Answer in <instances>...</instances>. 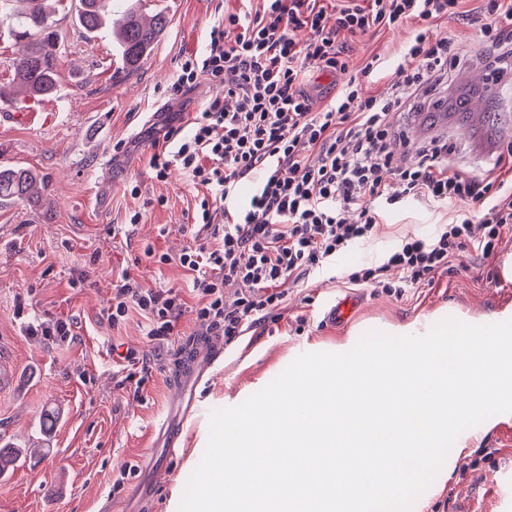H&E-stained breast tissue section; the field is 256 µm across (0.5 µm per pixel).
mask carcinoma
<instances>
[{
  "instance_id": "obj_1",
  "label": "carcinoma",
  "mask_w": 512,
  "mask_h": 512,
  "mask_svg": "<svg viewBox=\"0 0 512 512\" xmlns=\"http://www.w3.org/2000/svg\"><path fill=\"white\" fill-rule=\"evenodd\" d=\"M149 0H127L115 24L118 76L138 70L165 33L170 18L163 8L147 12ZM65 10L79 29L94 33L112 21V0H0V25H7L17 45L13 83L33 99L52 96L58 87L62 45L55 14ZM48 188V181L26 168H0V201L30 202Z\"/></svg>"
}]
</instances>
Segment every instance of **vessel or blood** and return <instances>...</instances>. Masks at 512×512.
Instances as JSON below:
<instances>
[{"instance_id": "obj_1", "label": "vessel or blood", "mask_w": 512, "mask_h": 512, "mask_svg": "<svg viewBox=\"0 0 512 512\" xmlns=\"http://www.w3.org/2000/svg\"><path fill=\"white\" fill-rule=\"evenodd\" d=\"M223 353V337L198 330L183 339L169 363L171 397L168 411L153 432V445L160 448L161 453L145 459V473L129 493L139 512H144L153 502L157 490L153 476L164 468L167 456L176 452L184 423L189 417L201 413L196 389L210 378Z\"/></svg>"}]
</instances>
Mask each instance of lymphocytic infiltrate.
Returning a JSON list of instances; mask_svg holds the SVG:
<instances>
[{
	"instance_id": "lymphocytic-infiltrate-1",
	"label": "lymphocytic infiltrate",
	"mask_w": 512,
	"mask_h": 512,
	"mask_svg": "<svg viewBox=\"0 0 512 512\" xmlns=\"http://www.w3.org/2000/svg\"><path fill=\"white\" fill-rule=\"evenodd\" d=\"M467 0H256L247 12H228L210 29L201 56L183 60L173 84L187 94L200 78L222 83L233 108L212 101L188 113L185 126L167 125L154 141L149 164L158 181L171 167L185 171L195 190L190 243L177 262L186 288H147L130 271L113 281L107 321L119 327L130 312L147 321L154 347L172 344L185 313L207 331L232 342L275 319L290 279L322 270L324 263L373 234L395 205L458 203L452 222L429 238L408 237L375 267L354 271L352 282L402 293L448 269L473 247L491 256L512 229V147L484 177L448 162V143L431 140L406 163L392 150L405 139L394 122L404 105L420 110L448 84L467 56L459 43L430 28L467 17ZM480 27L486 54L512 56V0H484ZM417 22L421 31L404 48L416 60L399 70L389 95L371 89L385 60L373 54L360 76L348 73V38ZM307 30V41L292 33ZM342 76L334 96L315 99L314 75ZM252 186L241 198L242 183ZM400 273L390 280V270ZM231 281L247 293L224 298ZM196 305H188L185 292Z\"/></svg>"
}]
</instances>
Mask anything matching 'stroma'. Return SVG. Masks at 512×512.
Here are the masks:
<instances>
[{
  "label": "stroma",
  "mask_w": 512,
  "mask_h": 512,
  "mask_svg": "<svg viewBox=\"0 0 512 512\" xmlns=\"http://www.w3.org/2000/svg\"><path fill=\"white\" fill-rule=\"evenodd\" d=\"M170 23L150 57L134 74L113 76L117 60L108 32L86 36L70 18L58 17L67 46L56 94L43 101L16 95L0 101V167L36 170L49 181L35 202L0 205V350L16 362V384L0 392V448L20 454L0 474V512H120L136 474L122 475L124 464L141 465L149 455L148 436L169 398L166 359L152 361L142 388L122 383L113 350L151 353L145 320L131 313L111 328L106 313L112 282L129 270L146 287L185 283L176 259L189 243L183 227L195 191L179 168L157 181L149 166L156 127L167 112H192L223 96V87L201 78L198 88L174 95L172 85L182 60L202 54L210 28L225 12L245 9L244 0H160ZM433 35L461 40L472 62L455 73L436 98L448 104L449 160L471 176L493 168L494 158H477L466 140L468 116L456 101L466 92L460 78H477L484 65L480 28L453 19L432 28ZM414 25L385 30L349 42L350 74H357L374 53L391 69L375 92L387 91L398 67H411L402 49ZM503 75L495 93L476 87L485 98V133L496 134L497 149L512 141V59L497 63ZM16 112L27 121L13 120ZM139 186L132 198L129 187ZM145 207L141 224L130 227L126 214ZM455 205L409 204L391 211L374 236L337 256L335 277L312 273L288 283L275 322L250 329L225 346L211 379L197 390L207 410L233 407L260 391L297 356L335 352L355 345L371 329L434 324L454 317L473 324L512 313V286L500 284L501 263L512 257V232L496 254L461 252L459 271H441L431 282L396 295L350 281L352 272L381 264L410 235L429 237L448 223ZM168 254L170 263L144 258L145 245ZM86 272L84 285L71 279ZM27 296L36 316L71 318L78 325L75 343L51 346L23 335L14 313L17 295ZM359 300L351 318L332 324L325 309L337 300ZM512 413L490 417L464 431L451 456L414 505L413 512H512ZM209 435L208 418L183 426L178 451L157 475V495L148 512H178L186 483L199 464Z\"/></svg>",
  "instance_id": "obj_1"
}]
</instances>
